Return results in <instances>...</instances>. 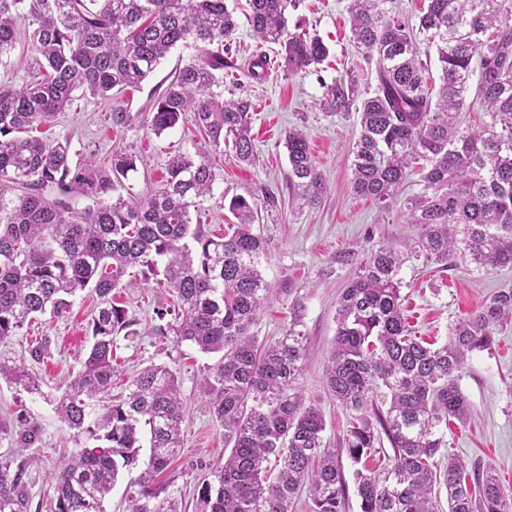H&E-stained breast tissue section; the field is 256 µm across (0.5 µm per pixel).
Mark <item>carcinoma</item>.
<instances>
[{
  "instance_id": "obj_1",
  "label": "carcinoma",
  "mask_w": 512,
  "mask_h": 512,
  "mask_svg": "<svg viewBox=\"0 0 512 512\" xmlns=\"http://www.w3.org/2000/svg\"><path fill=\"white\" fill-rule=\"evenodd\" d=\"M254 35L281 43L284 66L303 71L329 54L315 33L289 29L290 0H247ZM388 0H351L350 32L367 64L373 92L340 78L326 88L325 112H357L351 188L387 210L418 168L423 191L408 199L407 223L420 227L407 246L429 261L459 257L480 269L512 267V23L502 0H427L411 24ZM24 26L36 68L16 86L0 82V341L24 335L31 321L69 312L77 293L98 301L90 349L55 399L61 421L95 445L65 456L51 473L47 512H104L120 474L149 456L129 512H181L174 499L157 501L155 477L183 446L186 406L176 375L149 365L112 395L116 339L133 335L134 320L112 292L137 282L160 283L173 297L159 305L171 317L158 338L188 342L219 359L204 377L210 413L224 427V465L198 487L195 512H290L301 492L309 512H347V481L339 458L324 448L322 411L305 405L301 305L289 308L288 331L260 341L252 331L271 288L260 259L266 241L254 233L258 208L277 196L235 195L237 220L222 236L192 223L217 181L207 154L172 157L167 175L146 200L121 194L136 158L114 153L72 163L67 140L30 135L65 111L74 93L105 98L135 87L177 47L194 53L175 72L149 111L158 135L192 114L216 148L231 140L236 160L255 157L248 98L219 100L211 88L236 68L232 43L239 24L226 0H0V56ZM435 47L441 84L428 85L417 35ZM473 101H467L471 80ZM491 123L463 126L474 105ZM288 186L300 206L327 192L306 135L285 136ZM404 254L379 241L366 250L336 302V336L324 367L327 390L348 420L344 450L357 465L352 479L360 512H512V491L494 472L445 458L448 419L468 420L470 403L459 380L467 355L490 346L512 322V288H500L449 328L444 344L413 335L401 308ZM53 357L43 338L17 359L0 357V379L28 393L40 389L31 364ZM99 409L86 424L88 409ZM35 417L0 418V512H30L24 452L41 442ZM388 441L392 454L378 468L367 461Z\"/></svg>"
}]
</instances>
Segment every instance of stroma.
Wrapping results in <instances>:
<instances>
[{
  "label": "stroma",
  "instance_id": "obj_1",
  "mask_svg": "<svg viewBox=\"0 0 512 512\" xmlns=\"http://www.w3.org/2000/svg\"><path fill=\"white\" fill-rule=\"evenodd\" d=\"M349 4L350 0H296L288 7L290 23L318 34L330 49L322 65L302 72L287 71L279 58L280 45L260 43L247 21H240L235 35L238 69L213 91L227 100L248 97L254 101L253 163L238 162L230 152L210 147L204 132L188 121L159 135L151 130L149 106L187 59L189 51L182 47L173 49L138 86L113 93L107 100L76 97L70 108L40 130L42 138L69 140L76 161L92 154L104 158L116 151L136 155L137 169L129 174L125 186L140 198L164 181L174 155L196 148L208 150L221 175L203 205L200 221L216 234L234 221L224 207L225 196L256 195L266 189L282 198L281 206L261 209L254 224L255 232L266 240L260 268L273 292L253 331L262 340L283 336L289 308L301 304V329L306 337L302 395L305 404L321 409L326 423L324 444L335 452L341 449L346 415L329 394L323 371L336 333V301L368 241L384 240L401 250L417 237L418 227L405 223L403 211L407 197L421 191L418 176H411L386 212L356 196L350 183L349 148L359 132L357 117L331 114L318 106L325 85L341 77L355 76L360 87L368 90L376 85L374 66L364 61L349 40ZM259 50L271 60L260 82L246 70ZM116 106L132 112L129 125L113 126L110 113ZM292 128L307 135L312 156L326 176L327 193L314 207L302 208L288 199L284 137ZM400 277L410 325L418 336L439 343L446 340L451 323L475 311L498 289L512 287V268L484 270L458 258L443 266L410 254ZM116 299L135 319L136 333L117 340L118 372L112 391L120 393L135 370L151 363L166 365L175 373L187 404L184 448L156 482L166 496L180 498L186 512H193L198 481L224 462V429L209 412L203 393V379L216 358L187 343L177 346L156 341L160 321L154 310L171 297L155 283L118 293ZM95 310V298L80 293L66 317L40 316L29 326L27 336L0 342V355L16 358L26 338L46 336L52 341L53 359L37 368L39 393L27 394L0 383V410L29 412L42 426V440L34 448L39 463L31 470L32 501L39 505L50 494L47 473L57 468L64 454L78 447L73 430L55 412L54 398L86 356L91 342L88 325ZM460 387L471 405V416L467 424L450 426L446 454L462 457L470 465L493 468L505 488L512 489V323L498 328L492 346L469 354Z\"/></svg>",
  "mask_w": 512,
  "mask_h": 512
}]
</instances>
